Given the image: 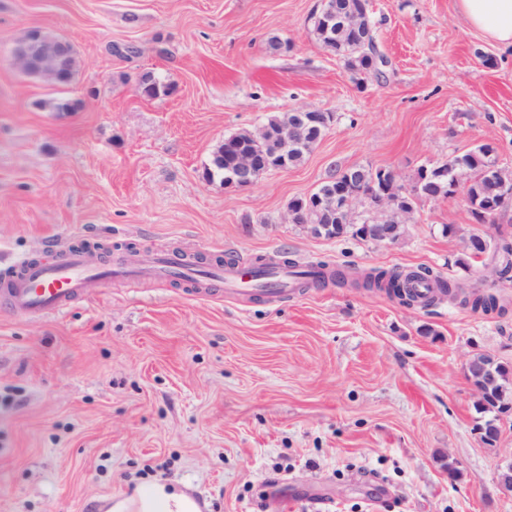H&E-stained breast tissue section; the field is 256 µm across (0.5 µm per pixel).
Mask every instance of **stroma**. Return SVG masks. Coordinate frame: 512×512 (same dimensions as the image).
Listing matches in <instances>:
<instances>
[{
  "label": "stroma",
  "mask_w": 512,
  "mask_h": 512,
  "mask_svg": "<svg viewBox=\"0 0 512 512\" xmlns=\"http://www.w3.org/2000/svg\"><path fill=\"white\" fill-rule=\"evenodd\" d=\"M318 4L0 0V249L285 252L353 277L429 267L479 284L483 264H458L466 241L511 226L512 207L482 224L465 195L423 200L387 245L313 237L288 204L338 166L408 183L486 143L512 172V48L455 0H371L388 64L355 74L312 35ZM33 27L74 47L68 86L21 73L12 50ZM147 73L174 93L145 96ZM298 107L334 115L301 164L248 188L203 179L224 137ZM493 291L505 310L485 315L349 285L201 300L115 278L52 316L0 309V512H101L153 479L203 512H512L495 481L512 416L484 445L466 376L478 352L512 364V282Z\"/></svg>",
  "instance_id": "35a3bbf8"
}]
</instances>
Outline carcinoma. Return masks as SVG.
Listing matches in <instances>:
<instances>
[{"label":"carcinoma","mask_w":512,"mask_h":512,"mask_svg":"<svg viewBox=\"0 0 512 512\" xmlns=\"http://www.w3.org/2000/svg\"><path fill=\"white\" fill-rule=\"evenodd\" d=\"M312 31L322 46L344 60L345 66L353 73L380 72L379 65L384 63L382 55L378 54L375 46V36L370 33L362 41H348L337 37L325 28L320 21L312 20ZM144 95L157 97L169 95L175 87L164 83L152 75L146 74L141 78ZM291 112H284L267 119L256 131L242 130L224 138L212 153L210 166L205 170V178L209 181L216 176L226 177L239 167V154L247 149L259 147L263 140L288 128L291 123ZM321 136L308 135L297 144L288 147L287 162L290 166L300 164ZM495 148L490 144L481 145L461 155H455L448 160L435 165L432 171V193L435 199L448 197V184L458 178L467 183L466 197L471 207V213L480 223L495 217L512 205V197L503 201L501 197L491 194L492 182L485 175L490 165L495 163L492 158ZM374 167L353 166L338 168L332 176L336 185L345 186L349 183L357 186L363 193L372 190ZM326 183H321L311 195L299 197L289 203V211L301 215V223L315 224L318 236L325 239L352 237L365 242L376 241V234L389 235L392 242H398L405 233L406 224L410 221L417 205V200L393 199L389 202L387 220L384 224L374 223L370 211L364 209L353 211L349 220L341 224L337 217L327 216L316 207L315 197L320 195ZM491 253L493 268L499 278L509 279L512 273V237L501 230L498 236L484 239L478 235L469 238V247L465 257L457 260L462 268L468 270L484 252ZM306 279L303 287L310 288L325 283L329 278L342 279L339 272H326V264L309 265V270L303 272ZM413 280L426 281L434 284L437 294L430 297L428 304L432 305L443 298L458 300L474 313L489 314L503 310L499 297L490 291L476 287L467 288L464 283L446 279L434 273L429 268L403 272L398 270L376 271L364 276L362 287L376 289L386 293L399 304L412 307L418 304V295L409 287ZM478 393L474 402L478 414L476 430L482 437L488 438L486 445L493 446L492 440L499 434L500 416L512 411V365L493 360V356L477 353L472 357Z\"/></svg>","instance_id":"cac0c4a2"}]
</instances>
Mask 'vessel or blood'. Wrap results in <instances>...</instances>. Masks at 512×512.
Masks as SVG:
<instances>
[{"label": "vessel or blood", "mask_w": 512, "mask_h": 512, "mask_svg": "<svg viewBox=\"0 0 512 512\" xmlns=\"http://www.w3.org/2000/svg\"><path fill=\"white\" fill-rule=\"evenodd\" d=\"M115 276L132 283L142 277L169 282L190 276L209 287L221 286L228 294L255 293L263 286L278 296L297 291V275L292 269L275 265L257 275L251 267L239 264H192L177 251L155 253L140 261L120 260L110 265L97 262L84 250L68 251L53 261L1 254L0 309L15 315H54L87 293L94 284Z\"/></svg>", "instance_id": "b4317fda"}]
</instances>
